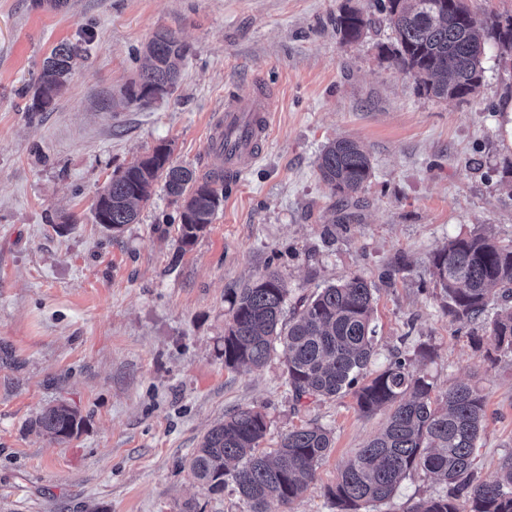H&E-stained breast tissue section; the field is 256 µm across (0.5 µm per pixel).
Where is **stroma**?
<instances>
[{
  "label": "stroma",
  "instance_id": "obj_1",
  "mask_svg": "<svg viewBox=\"0 0 512 512\" xmlns=\"http://www.w3.org/2000/svg\"><path fill=\"white\" fill-rule=\"evenodd\" d=\"M374 0H0V512H245L232 489L209 493L185 466L202 435L242 408L268 422L263 448L318 424L335 444L290 506L336 512L341 462L385 424L351 395L295 401L280 359L224 365L235 293L266 271L287 282V310L357 275L376 288L372 370L393 350L436 394L464 381L486 398L477 477L512 452V355L472 346L476 322L439 307L431 264L446 240L512 238V57L487 41L472 97L441 100L385 57V23L339 40L346 5ZM187 48L178 84L123 104L144 45L159 30ZM86 54L54 111H31L45 58L62 41ZM260 89L275 100L257 161L224 183L214 221L190 248L181 205L155 188L139 223L112 232L95 197L159 144L173 163L211 175L209 126L224 100ZM339 138L361 143L373 176L332 194L316 160ZM431 350L418 356L419 347ZM64 402L84 419L57 442L30 423ZM440 486L418 472L378 512H411Z\"/></svg>",
  "mask_w": 512,
  "mask_h": 512
}]
</instances>
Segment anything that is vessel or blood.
Listing matches in <instances>:
<instances>
[{
  "label": "vessel or blood",
  "instance_id": "vessel-or-blood-1",
  "mask_svg": "<svg viewBox=\"0 0 512 512\" xmlns=\"http://www.w3.org/2000/svg\"><path fill=\"white\" fill-rule=\"evenodd\" d=\"M273 98L270 94L255 92L225 100L213 118V134L234 135L231 145L224 150V172L235 176L248 169L258 157L260 144L268 135Z\"/></svg>",
  "mask_w": 512,
  "mask_h": 512
}]
</instances>
